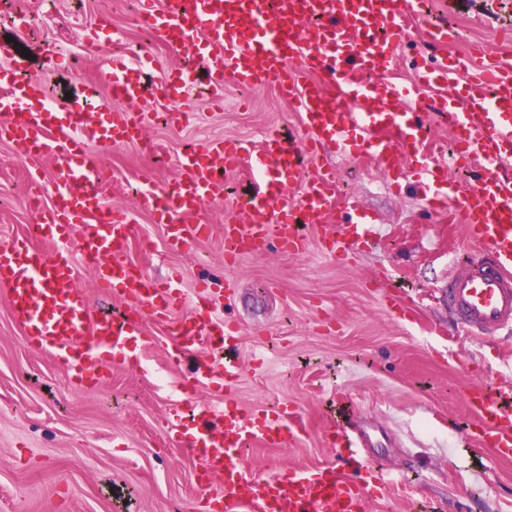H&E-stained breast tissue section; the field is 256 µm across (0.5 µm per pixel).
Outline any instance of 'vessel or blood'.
Here are the masks:
<instances>
[{"label":"vessel or blood","instance_id":"b4317fda","mask_svg":"<svg viewBox=\"0 0 512 512\" xmlns=\"http://www.w3.org/2000/svg\"><path fill=\"white\" fill-rule=\"evenodd\" d=\"M427 10L428 0H278L273 9L267 0H178L165 9L157 0H144L141 24L202 65L198 72L168 70L165 88L186 90L200 79L217 92L228 79L242 88L272 86L300 112L305 131L298 141L268 136L257 156L228 140L185 153L173 190L149 188L143 198L158 222L170 227L168 249L183 251L210 235V226L197 214L222 192L212 177L214 165L234 171L250 157L260 172L243 203L252 220H227L225 240L239 252H261L274 241L294 254L306 247L294 229L295 209H302L306 223L324 224L337 208L335 178L328 169L309 184L297 206L289 205L288 189L299 178L303 153H318L332 142L342 150L367 149L383 171L396 169L416 101L412 91L372 83L366 75L392 63L397 42L386 31L399 29L403 18L423 22L427 47L453 38L448 26L427 22ZM39 51L31 43L23 48L0 43V55L11 60L0 67V139L29 164L30 180H37L36 167L43 161L67 174L55 189L53 206L40 216V245L19 239L0 245V286L29 347L54 354L82 388L102 380L109 359L139 365L141 350L155 342L144 333L148 319L168 326L177 355L226 345L235 331L218 317L210 285L199 286L189 298L179 279L159 283L121 260L131 227L124 212L105 211L98 192L102 171L95 147L136 144L149 117L130 109L143 96L144 67L115 58L102 83L85 84V96H98L104 85L113 99L125 103L91 124L84 103L49 106L41 80H17V72ZM412 70L414 89L439 90L432 116L459 128V162L478 160L487 171L461 190L449 187L438 167L419 168L432 206L442 212L459 209L476 242L472 255L448 279V308L472 335H511L512 176L507 169L512 155L502 147L512 145V57L490 61L478 47L456 65L431 59ZM455 70L466 78L452 85L448 76ZM78 225L84 231L77 237L73 229ZM81 263L94 269L97 287L119 289L137 303L140 317L120 323L92 318L85 293L70 286ZM186 304L189 314L179 316ZM239 377L235 363L218 372L201 360L185 383L189 390L213 383L225 394L220 404L203 402L192 412V449L204 463L203 476L213 489L208 502L215 512H366L361 485L336 467L287 469L269 477L245 471L241 448L253 442L282 445L285 438L298 437L301 427L285 406L259 422L245 413L232 398ZM463 400L477 422L478 447L512 458V398L482 385L469 388ZM330 442L365 464L363 450L371 445L367 435L340 426Z\"/></svg>","mask_w":512,"mask_h":512}]
</instances>
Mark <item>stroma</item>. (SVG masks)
I'll return each mask as SVG.
<instances>
[{
  "instance_id": "35a3bbf8",
  "label": "stroma",
  "mask_w": 512,
  "mask_h": 512,
  "mask_svg": "<svg viewBox=\"0 0 512 512\" xmlns=\"http://www.w3.org/2000/svg\"><path fill=\"white\" fill-rule=\"evenodd\" d=\"M139 8L138 0H6L0 38L54 46L31 73L60 101L76 94L80 82L99 80L112 56L149 61L151 88L142 107L151 120L142 145L95 150L104 170V203L126 212L134 227L125 258L158 281L182 272L189 296L198 283H210L237 339L230 355L201 347L175 364L165 326L149 320L146 330L156 342L141 367L113 364L103 382L81 390L66 364L27 346L0 289V512H198L203 466L189 451L190 435L173 432L170 418L193 401H220L215 387L187 394L181 384L197 361L220 365L228 357L241 367L235 399L247 413L260 420L285 405L305 429L301 440L281 448L248 447L242 457L252 472L336 466L359 476L368 512H512V458L476 449L475 421L463 403L465 389L476 383L512 391V336L471 335L448 311L453 262L473 247L462 213L430 208L414 161L387 175L369 154L342 156L327 148L320 158L303 160L288 201L297 202L318 167H334L340 205L366 213L374 246L359 243L339 256L325 249L324 229L310 228L305 253L273 246L226 259L221 228L236 215V197L250 190L247 174L234 172L223 199L206 202L200 213L213 233L190 251H169L163 225L136 195L142 175H150L157 190H172L187 149L212 139L257 149L272 133L295 139L302 135L301 117L276 89L242 91L230 80L221 106L205 93L183 117L185 91L161 83L168 69L187 60L138 25ZM482 9V0H455L448 11L436 12L456 34L436 50L437 58L455 60L474 43L512 54V42L499 39L512 30V14L487 16ZM17 14L26 15L28 27L13 26ZM103 15L111 23L101 28ZM92 27L96 53L84 43ZM425 54L421 25L407 22L398 63L384 80L406 85L412 63ZM458 135L447 122L430 120L420 146L445 165L455 185L471 183L478 172L449 162ZM32 190L25 163L0 142V243L33 239ZM75 285L93 314L133 311L117 292L97 288L86 265H79ZM391 293L399 309L389 307ZM340 397L355 406L351 430L373 439L367 454L387 475L382 486L374 484V469L356 468L327 440Z\"/></svg>"
}]
</instances>
